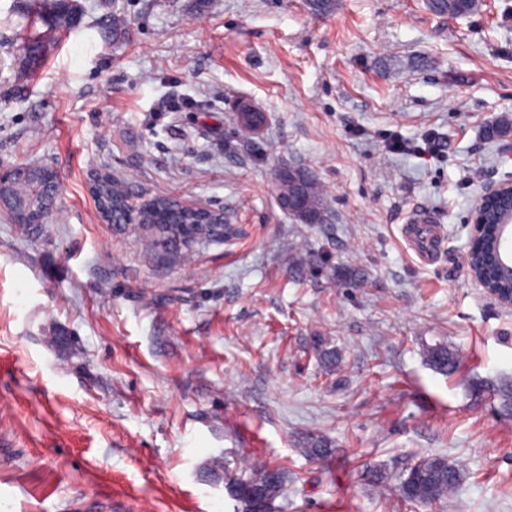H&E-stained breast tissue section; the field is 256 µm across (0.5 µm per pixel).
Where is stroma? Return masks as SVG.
Wrapping results in <instances>:
<instances>
[{"label": "stroma", "mask_w": 512, "mask_h": 512, "mask_svg": "<svg viewBox=\"0 0 512 512\" xmlns=\"http://www.w3.org/2000/svg\"><path fill=\"white\" fill-rule=\"evenodd\" d=\"M427 0H78L36 73L0 0V168L52 167L48 223L0 211V512H238L224 467L282 468L273 512H512V309L473 282L470 210L512 177V0L463 18ZM123 25L113 28V16ZM268 116L246 133L234 112ZM399 137L436 154L389 151ZM303 167L329 218L276 174ZM220 210L234 228L172 259L109 224L93 186ZM447 229L424 264L401 226ZM340 351L324 367L316 340ZM460 354L427 365V347ZM331 454L312 460L301 439ZM437 455L448 506L369 477ZM312 177V178H311ZM303 171H284L278 175L279 199L285 205H296L298 196L304 199L302 207L305 224H323L326 217L323 195L318 182ZM426 357L433 368L446 374L454 373L459 366L457 351L447 344L438 343L428 347Z\"/></svg>", "instance_id": "obj_1"}]
</instances>
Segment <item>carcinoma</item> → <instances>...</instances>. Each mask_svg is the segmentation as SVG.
Returning <instances> with one entry per match:
<instances>
[{
    "instance_id": "1",
    "label": "carcinoma",
    "mask_w": 512,
    "mask_h": 512,
    "mask_svg": "<svg viewBox=\"0 0 512 512\" xmlns=\"http://www.w3.org/2000/svg\"><path fill=\"white\" fill-rule=\"evenodd\" d=\"M25 5L33 31L21 36L23 67L30 71L38 68L51 37L61 34L78 19V5L74 0H20ZM428 9L451 18L474 13L478 0H428ZM279 199L285 205H296L303 197L301 221L305 224H322L325 221L323 195L318 182L303 171H284L278 175ZM14 195L21 200H32L34 206L51 213L56 208L58 183L40 184L16 180L11 185ZM98 208L104 220L114 224L124 222L129 189L126 183L109 175L103 176L93 189ZM134 216L149 225L153 231L151 244L178 253L187 249L186 238L204 235L211 239L219 236L220 228L207 224L212 215L207 211L190 212L175 200L154 199ZM429 364L440 372L454 373L459 366L457 351L443 343L427 348ZM303 452L312 458H325L331 453L326 441L310 438L302 442ZM462 473L459 467L442 456L420 458L406 469V476L395 486L402 499L409 504L446 503L459 487ZM285 475L280 468L239 467L231 483V494L242 506V512H273L274 502L281 495Z\"/></svg>"
}]
</instances>
